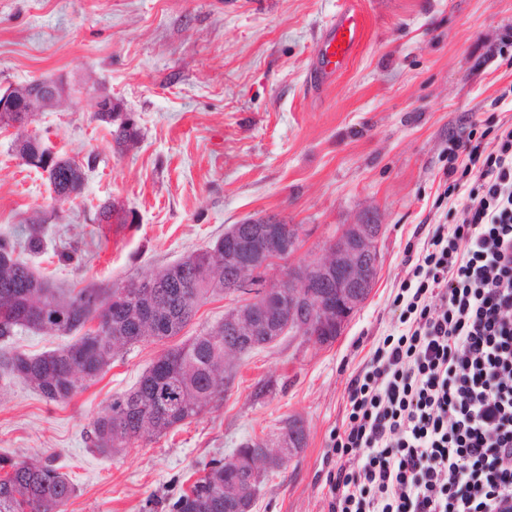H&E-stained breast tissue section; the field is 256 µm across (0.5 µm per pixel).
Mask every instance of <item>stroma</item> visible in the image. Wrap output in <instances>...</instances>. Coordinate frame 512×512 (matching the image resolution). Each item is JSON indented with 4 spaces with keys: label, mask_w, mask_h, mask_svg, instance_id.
Wrapping results in <instances>:
<instances>
[{
    "label": "stroma",
    "mask_w": 512,
    "mask_h": 512,
    "mask_svg": "<svg viewBox=\"0 0 512 512\" xmlns=\"http://www.w3.org/2000/svg\"><path fill=\"white\" fill-rule=\"evenodd\" d=\"M348 8L365 20L347 67L316 83L318 37ZM512 0H0V88L61 78L75 94L28 128L83 167L81 194L56 200L46 173L25 164L18 132L0 128V238L59 287L121 285L213 244L244 219L296 225L288 262L320 261L341 225H383L371 293L330 344L285 335L232 362L223 399L166 434L103 454L93 419L162 352L141 342L63 403L0 376V456L50 459L75 486L64 512H170L205 464L240 444L275 439L300 420L306 444L262 478L253 512H328L326 452L346 419L345 395L378 340L394 331L392 301L408 246L461 213L438 204L452 135L512 124ZM110 94L139 138L122 155L94 117ZM123 224L95 222L103 202ZM77 245L81 265L57 253Z\"/></svg>",
    "instance_id": "1"
}]
</instances>
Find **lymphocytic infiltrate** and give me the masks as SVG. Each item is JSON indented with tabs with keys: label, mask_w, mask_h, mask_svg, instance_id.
<instances>
[{
	"label": "lymphocytic infiltrate",
	"mask_w": 512,
	"mask_h": 512,
	"mask_svg": "<svg viewBox=\"0 0 512 512\" xmlns=\"http://www.w3.org/2000/svg\"><path fill=\"white\" fill-rule=\"evenodd\" d=\"M471 182L393 304L398 332L347 388L330 512H512V125L452 140Z\"/></svg>",
	"instance_id": "lymphocytic-infiltrate-1"
}]
</instances>
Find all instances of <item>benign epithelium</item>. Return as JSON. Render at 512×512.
I'll use <instances>...</instances> for the list:
<instances>
[{"label":"benign epithelium","instance_id":"7a95c632","mask_svg":"<svg viewBox=\"0 0 512 512\" xmlns=\"http://www.w3.org/2000/svg\"><path fill=\"white\" fill-rule=\"evenodd\" d=\"M64 92L58 82L38 81L0 92V115L11 112H43L56 106ZM383 225L365 220L344 224L328 246L324 258L314 265L288 271L277 282L263 278L271 263L293 255L299 246V234L292 224H267L253 237H239L230 227L224 238L234 246L224 248V269L234 278L224 293L238 297V303L224 314V334L257 340L271 336L339 335L350 318L364 305L373 280L368 273L378 267V239ZM288 305L277 316L271 308ZM304 428L297 420L288 421V430L280 433V453L273 455L263 441L258 448H239L224 457V476L244 469L251 473L244 485L224 482V497L254 502L262 476L271 468L272 458L286 459L303 445Z\"/></svg>","mask_w":512,"mask_h":512}]
</instances>
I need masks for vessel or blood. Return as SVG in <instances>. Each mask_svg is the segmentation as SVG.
Listing matches in <instances>:
<instances>
[{
    "label": "vessel or blood",
    "mask_w": 512,
    "mask_h": 512,
    "mask_svg": "<svg viewBox=\"0 0 512 512\" xmlns=\"http://www.w3.org/2000/svg\"><path fill=\"white\" fill-rule=\"evenodd\" d=\"M363 29L364 21L359 12L348 9L337 16L333 27L320 40L315 80H326L347 65L361 40Z\"/></svg>",
    "instance_id": "b4317fda"
}]
</instances>
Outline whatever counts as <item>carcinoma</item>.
I'll return each mask as SVG.
<instances>
[{"instance_id": "cac0c4a2", "label": "carcinoma", "mask_w": 512, "mask_h": 512, "mask_svg": "<svg viewBox=\"0 0 512 512\" xmlns=\"http://www.w3.org/2000/svg\"><path fill=\"white\" fill-rule=\"evenodd\" d=\"M113 131L114 150L124 153L139 136L131 119L119 112L98 114ZM31 164H51L56 198L66 202L83 185L81 167L69 160L49 162L46 151L31 142L21 148ZM127 223L126 215L106 205L95 221ZM224 238L196 250L149 276L132 278L117 287L92 283L68 293L38 276L27 258L8 239L0 238V339L20 330L48 331L60 336L81 333L66 348L29 356H0V370L22 379L50 403L71 399L78 380L97 377L112 361L114 351L142 341H162L179 335L197 307L224 292ZM235 344L244 355L255 346L224 335V323L163 351L135 386L112 398L94 419L90 442L107 452L157 435L198 416L224 394V347ZM74 493L67 475L50 462L0 459V512H63ZM171 512H235L224 500V460L204 469L173 502Z\"/></svg>"}]
</instances>
